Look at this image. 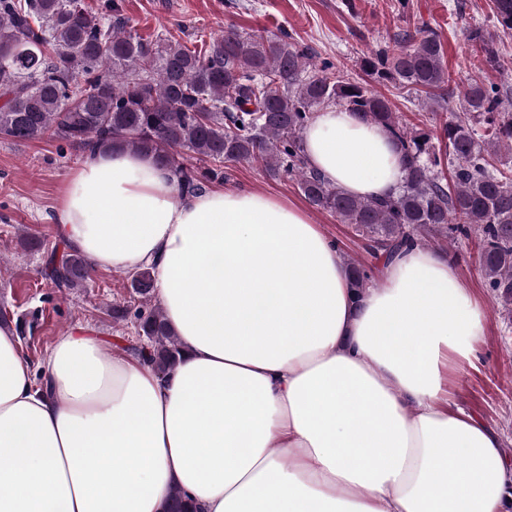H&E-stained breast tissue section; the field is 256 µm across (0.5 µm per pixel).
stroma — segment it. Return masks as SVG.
Listing matches in <instances>:
<instances>
[{
    "label": "stroma",
    "instance_id": "1",
    "mask_svg": "<svg viewBox=\"0 0 512 512\" xmlns=\"http://www.w3.org/2000/svg\"><path fill=\"white\" fill-rule=\"evenodd\" d=\"M123 13L139 33L151 36L177 31L187 46L223 34L227 26L288 32L308 46L318 60L331 62L335 71L363 80V58L372 51L397 50L395 33L409 22L423 21L444 44V64L450 75L448 96L437 107L384 86L383 92L403 123L417 129L433 128L462 107V93L474 81L512 88L505 70L512 66V36L503 35L490 11V0H411L409 18H402L396 0H120ZM482 28L499 48L503 70L485 66L466 39ZM83 157L78 152L60 155L49 139L13 142L0 139V312L1 325L13 330L21 352L34 370H42L55 343L68 332L82 330L99 337L113 353L126 354L129 345L145 344L133 323H115L113 305L137 307L139 297L129 286L128 272L95 270L83 288L62 290L44 275V255L63 249L65 241L55 222V209L70 172ZM229 186L259 189L283 197L300 208L308 203L289 179H272L249 163L232 166ZM310 211L314 223L333 238L341 253L371 265L351 226L335 215ZM450 259L472 296L484 306L486 334L473 364L455 368L450 375L452 402L483 418L499 433L505 454L512 461V322L498 312L495 297L485 286L476 253L462 246Z\"/></svg>",
    "mask_w": 512,
    "mask_h": 512
}]
</instances>
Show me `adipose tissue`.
<instances>
[{
    "instance_id": "ef3b65f1",
    "label": "adipose tissue",
    "mask_w": 512,
    "mask_h": 512,
    "mask_svg": "<svg viewBox=\"0 0 512 512\" xmlns=\"http://www.w3.org/2000/svg\"><path fill=\"white\" fill-rule=\"evenodd\" d=\"M308 166L352 196L397 193L389 134L342 106L303 131ZM55 221L96 269H150L182 359L159 377L71 332L42 373L0 328V512H506L498 433L454 406L484 311L415 246L354 296L335 241L261 190L179 193L128 150L86 156Z\"/></svg>"
}]
</instances>
